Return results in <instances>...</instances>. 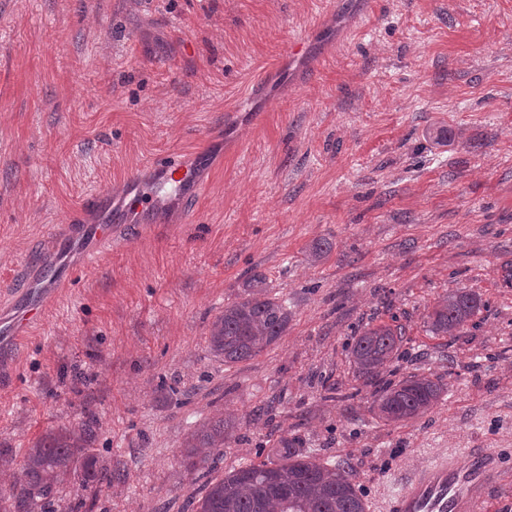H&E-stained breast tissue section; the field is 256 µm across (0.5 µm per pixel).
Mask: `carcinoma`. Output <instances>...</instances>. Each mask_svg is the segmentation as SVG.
Returning a JSON list of instances; mask_svg holds the SVG:
<instances>
[{"mask_svg": "<svg viewBox=\"0 0 512 512\" xmlns=\"http://www.w3.org/2000/svg\"><path fill=\"white\" fill-rule=\"evenodd\" d=\"M480 306L473 293H448L429 315L430 332L448 336L463 331ZM290 319L286 301L272 295L265 279L257 276L212 323L208 348L226 363L248 361L276 342ZM403 336L397 326L365 329L351 349L357 375L366 382L375 379L392 361ZM441 394L440 383L411 376L377 390L373 410L387 422L412 419L430 410ZM233 431L232 421L221 416L191 432L181 450L184 469L190 474L209 471ZM92 440L89 420L78 430L47 431L26 449L21 471L0 492V512H54L50 505L60 485L77 480L95 490L110 484L112 470L100 464ZM195 512H366V504L350 468L321 463L303 453L297 439L284 438L278 460L242 465L207 483Z\"/></svg>", "mask_w": 512, "mask_h": 512, "instance_id": "1", "label": "carcinoma"}]
</instances>
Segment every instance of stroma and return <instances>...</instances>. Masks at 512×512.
<instances>
[{"label":"stroma","mask_w":512,"mask_h":512,"mask_svg":"<svg viewBox=\"0 0 512 512\" xmlns=\"http://www.w3.org/2000/svg\"><path fill=\"white\" fill-rule=\"evenodd\" d=\"M0 0V296L56 261L52 228L147 160L208 153L196 220L117 225L41 325L0 344V488L48 430L96 420L101 491L56 512H192L187 434L224 415L212 472L276 460L281 438L352 468L366 502L432 456L512 461V0ZM315 33L312 76L283 45ZM447 138H437V131ZM331 250L319 260V241ZM287 300L288 330L227 364L207 338L246 281ZM466 291L454 336L428 316ZM405 336L378 381L443 386L398 423L355 374L365 327ZM481 301L473 293L450 292L429 315V330L437 336L454 335L463 331L466 323L480 310Z\"/></svg>","instance_id":"1"}]
</instances>
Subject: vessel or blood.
<instances>
[{
  "instance_id": "vessel-or-blood-1",
  "label": "vessel or blood",
  "mask_w": 512,
  "mask_h": 512,
  "mask_svg": "<svg viewBox=\"0 0 512 512\" xmlns=\"http://www.w3.org/2000/svg\"><path fill=\"white\" fill-rule=\"evenodd\" d=\"M203 154L184 158L171 153L151 163L155 181L146 183L129 179L122 195V213L117 222L146 224L158 210L160 192L177 200L198 195L205 187ZM111 222L94 225L90 235L73 233L74 244L83 248V260L100 259L112 239ZM73 264L59 262L42 270L38 279L20 282L13 296L20 308L10 320H0V334L17 338L21 330L38 325L48 311L42 294L43 284H68L78 273ZM505 461L501 454L488 448H470L465 453L438 455L416 472L398 477V488L380 506L381 512H485L492 489L502 481Z\"/></svg>"
}]
</instances>
